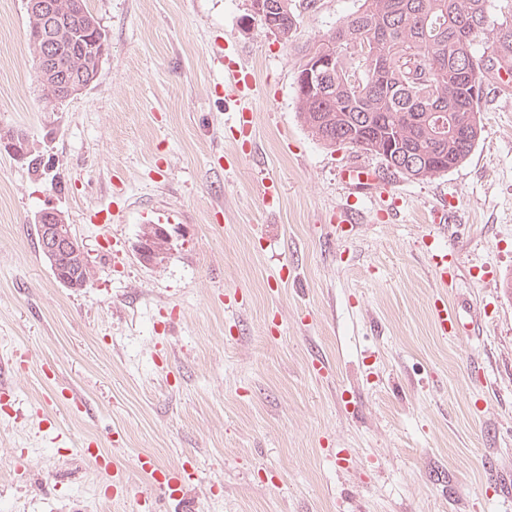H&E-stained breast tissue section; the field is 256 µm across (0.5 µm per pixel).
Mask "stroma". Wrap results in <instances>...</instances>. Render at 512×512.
Masks as SVG:
<instances>
[{
  "mask_svg": "<svg viewBox=\"0 0 512 512\" xmlns=\"http://www.w3.org/2000/svg\"><path fill=\"white\" fill-rule=\"evenodd\" d=\"M87 5L110 49L56 106L26 0H0V132L53 162L36 177L0 147V360L26 355L0 412V512H136L139 496L151 512H512V82L487 77L463 164L412 180L324 145L297 109L298 46L358 0H316L294 48L251 0ZM226 50L250 95L226 96ZM245 106L250 130L231 121ZM350 167L375 186L346 184ZM445 205L449 231L433 222ZM49 206L85 248L83 290L42 254L34 216ZM346 208L353 222H339ZM145 211L173 216V249L153 264L136 249ZM431 246L457 253L452 285ZM228 288L243 310L225 309ZM442 296L474 332L441 336ZM93 440L98 458L80 455ZM187 460L194 481L158 500ZM107 464L130 497L114 496Z\"/></svg>",
  "mask_w": 512,
  "mask_h": 512,
  "instance_id": "obj_1",
  "label": "stroma"
}]
</instances>
